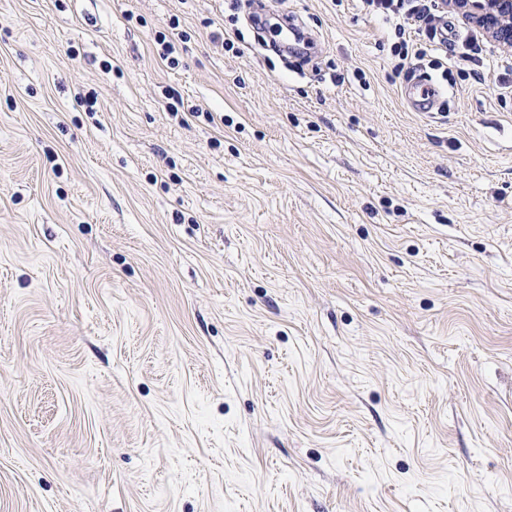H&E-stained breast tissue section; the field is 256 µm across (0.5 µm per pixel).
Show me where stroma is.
I'll return each mask as SVG.
<instances>
[{
	"instance_id": "35a3bbf8",
	"label": "stroma",
	"mask_w": 512,
	"mask_h": 512,
	"mask_svg": "<svg viewBox=\"0 0 512 512\" xmlns=\"http://www.w3.org/2000/svg\"><path fill=\"white\" fill-rule=\"evenodd\" d=\"M264 3L0 0V512H512L508 54ZM440 91L432 84L412 86L405 93L406 101L419 112H431Z\"/></svg>"
}]
</instances>
